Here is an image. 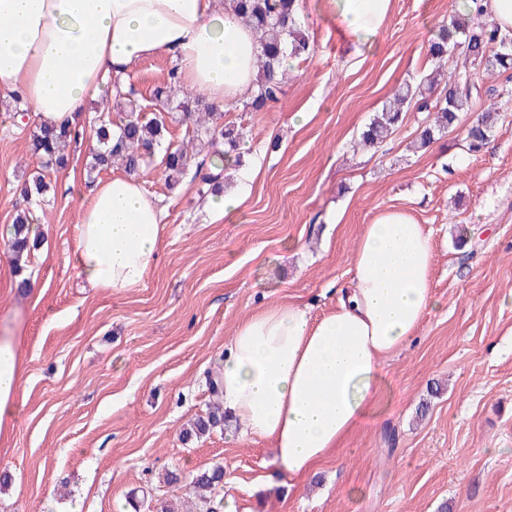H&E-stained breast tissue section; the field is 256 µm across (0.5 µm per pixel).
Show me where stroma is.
Wrapping results in <instances>:
<instances>
[{"label": "stroma", "mask_w": 512, "mask_h": 512, "mask_svg": "<svg viewBox=\"0 0 512 512\" xmlns=\"http://www.w3.org/2000/svg\"><path fill=\"white\" fill-rule=\"evenodd\" d=\"M456 12L454 0H393L358 49L326 0H300L313 54L293 62L267 111L224 106L244 133L224 185L245 194L242 210L218 216L190 174L168 188L151 156L144 186L167 228L144 284L118 295L83 286L76 226L88 195L64 190L69 175L87 177L90 109L48 176L37 254L16 274L4 234L41 161L0 96V332L24 333L25 400L0 436V512H159L165 501L187 512L184 483L164 485L165 473L217 464L223 495L250 512H512V101L476 153L457 130L410 150L428 118L413 109L379 149L354 147L400 84L430 72L427 45ZM388 208L430 233L439 307L383 362L371 416L302 478L230 423L184 440L236 326L280 303L315 318L335 308L364 225Z\"/></svg>", "instance_id": "1"}]
</instances>
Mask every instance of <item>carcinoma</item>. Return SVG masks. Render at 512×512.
Masks as SVG:
<instances>
[{"mask_svg": "<svg viewBox=\"0 0 512 512\" xmlns=\"http://www.w3.org/2000/svg\"><path fill=\"white\" fill-rule=\"evenodd\" d=\"M243 23L254 32L259 45L257 89L246 107L252 112H264L278 99L288 70L282 68L286 60L307 59L313 44L302 28L297 0H231ZM482 9L472 13V21L464 23L453 17L441 26L429 43L428 58L434 64L429 78L416 86L406 84L394 93L389 104L375 113L359 135L355 147L378 148L383 145L403 120V112L410 105L420 111H433V122L427 123L416 139V148L427 149L435 137L458 125L461 114L470 111L473 99L479 96L474 81L475 70L498 72L512 79V38L501 35L490 23L481 21ZM439 91L434 102H429L427 91ZM157 111L176 112L178 121L187 124L189 143L178 144L167 138L165 122L142 114L143 103L133 89L115 88L113 96L102 99L93 136L99 150L92 154L88 173L99 172L117 163L129 175L140 174L146 159L155 150L162 153L161 166L165 182L175 188L194 165L201 153L215 154L224 160L233 157L234 166L242 164L240 146L242 130L224 122V113L203 102L185 88L178 77L177 66H172L166 83L156 87L150 97ZM117 110L118 120L109 113ZM502 120L500 108L490 107L481 112L476 121L463 130L470 152H478L493 136ZM74 138L68 125H37L30 136V151L44 160L45 168L62 167L67 162L64 149ZM45 175L38 173L24 183L22 193L31 204L40 202L48 191ZM28 211L15 215L9 228V246L15 262L28 259L39 246L28 231ZM224 424L221 399L210 404L205 415L198 417L193 428L183 436L202 437ZM189 495L197 500L205 512H219L213 493L224 481L220 465L185 476Z\"/></svg>", "mask_w": 512, "mask_h": 512, "instance_id": "carcinoma-1", "label": "carcinoma"}]
</instances>
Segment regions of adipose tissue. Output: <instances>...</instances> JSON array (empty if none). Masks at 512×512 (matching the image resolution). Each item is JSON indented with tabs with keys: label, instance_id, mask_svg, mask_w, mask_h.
<instances>
[{
	"label": "adipose tissue",
	"instance_id": "adipose-tissue-1",
	"mask_svg": "<svg viewBox=\"0 0 512 512\" xmlns=\"http://www.w3.org/2000/svg\"><path fill=\"white\" fill-rule=\"evenodd\" d=\"M355 44H371L392 0H328ZM170 55L184 87L216 103L249 98L253 32L229 0H0V91L35 120L72 124L88 100L124 83L143 58ZM77 226L79 275L122 293L145 281L165 230L143 181L96 182ZM351 286L314 319L282 303L241 321L224 345V408L244 438H261L292 476L307 474L372 412L382 362L402 352L438 306L433 246L422 225L384 210L350 258ZM17 334L0 336V432L25 401Z\"/></svg>",
	"mask_w": 512,
	"mask_h": 512
}]
</instances>
